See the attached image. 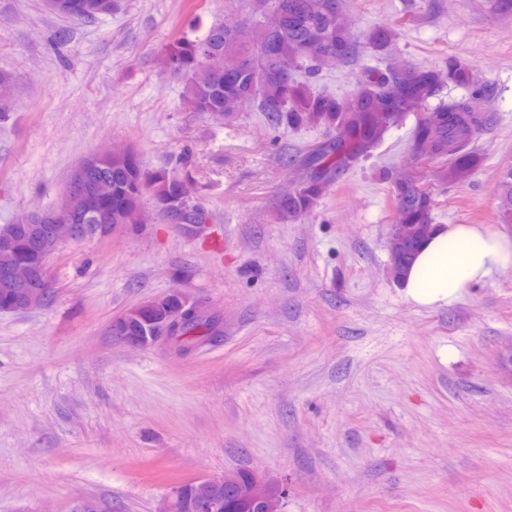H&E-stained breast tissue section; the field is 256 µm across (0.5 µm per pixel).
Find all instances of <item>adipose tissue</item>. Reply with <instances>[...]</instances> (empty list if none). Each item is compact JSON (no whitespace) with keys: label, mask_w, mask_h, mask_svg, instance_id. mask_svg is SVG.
Returning a JSON list of instances; mask_svg holds the SVG:
<instances>
[{"label":"adipose tissue","mask_w":512,"mask_h":512,"mask_svg":"<svg viewBox=\"0 0 512 512\" xmlns=\"http://www.w3.org/2000/svg\"><path fill=\"white\" fill-rule=\"evenodd\" d=\"M510 265L511 238L481 224H439L407 267L402 286L416 305L440 307Z\"/></svg>","instance_id":"1"}]
</instances>
